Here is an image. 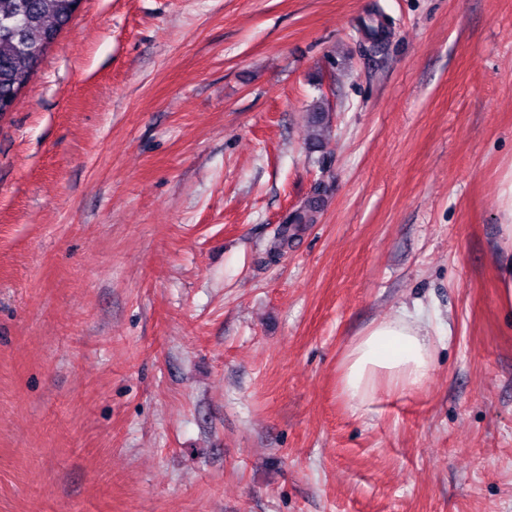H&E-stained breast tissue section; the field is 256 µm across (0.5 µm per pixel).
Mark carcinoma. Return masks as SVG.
<instances>
[{
    "instance_id": "obj_1",
    "label": "carcinoma",
    "mask_w": 512,
    "mask_h": 512,
    "mask_svg": "<svg viewBox=\"0 0 512 512\" xmlns=\"http://www.w3.org/2000/svg\"><path fill=\"white\" fill-rule=\"evenodd\" d=\"M77 5V0H0V102L13 105ZM385 19L387 16L377 7L369 22L362 23L359 32L370 39L367 51L385 45L389 34ZM323 192L322 185H317L304 205L288 216L278 232V241L261 257L262 262L288 248L300 226L315 222Z\"/></svg>"
}]
</instances>
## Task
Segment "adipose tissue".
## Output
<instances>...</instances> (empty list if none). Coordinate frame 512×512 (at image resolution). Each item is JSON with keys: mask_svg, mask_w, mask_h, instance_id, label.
Wrapping results in <instances>:
<instances>
[{"mask_svg": "<svg viewBox=\"0 0 512 512\" xmlns=\"http://www.w3.org/2000/svg\"><path fill=\"white\" fill-rule=\"evenodd\" d=\"M496 226L497 306L512 323V170L502 177ZM437 341L421 313L401 309L367 326L349 343L340 364V389L354 411L368 410L380 392L408 393L425 383Z\"/></svg>", "mask_w": 512, "mask_h": 512, "instance_id": "adipose-tissue-1", "label": "adipose tissue"}]
</instances>
